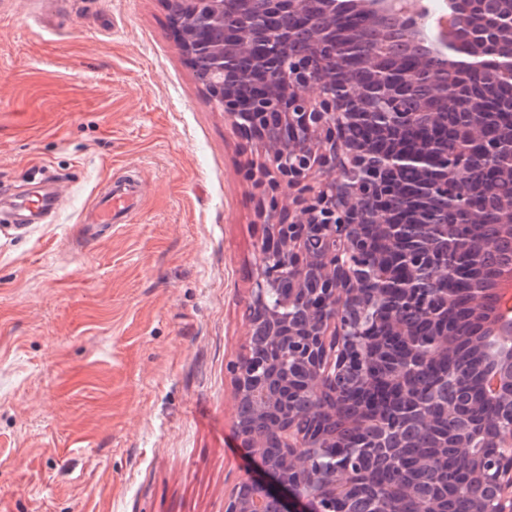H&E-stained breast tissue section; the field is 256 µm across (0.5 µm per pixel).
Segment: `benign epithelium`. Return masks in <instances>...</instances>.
Instances as JSON below:
<instances>
[{"label": "benign epithelium", "mask_w": 512, "mask_h": 512, "mask_svg": "<svg viewBox=\"0 0 512 512\" xmlns=\"http://www.w3.org/2000/svg\"><path fill=\"white\" fill-rule=\"evenodd\" d=\"M203 23H224V41L203 48L215 109L235 129L257 136L270 164L255 175L257 242L246 319L245 352L226 364L234 385L236 428L255 475L224 499V512H349L354 502L390 512L387 483L371 497L361 481L373 461L347 436L370 435L388 448L394 467L420 473L459 448V464L479 489L471 512H512V334L493 336L490 394L501 404L495 453L469 449L484 429L476 404L459 391L460 375H443L426 397L417 373L448 358L447 313L432 306L448 297V277L429 276L448 264V225L465 224L493 194L485 178L499 166L496 143L462 131L487 124L491 86L454 88L460 120H433L430 95L448 96L417 66L391 63L379 82L344 66L362 55L367 37H349L334 14L312 0H263L258 27L224 20V0H194ZM329 66L333 79L320 81ZM318 84L316 95L305 86ZM471 176L468 203L446 191L450 161ZM398 242V271L366 274L356 261L371 244ZM461 426L448 432V419ZM424 428L426 446L412 438ZM345 449L342 465L324 461Z\"/></svg>", "instance_id": "1"}]
</instances>
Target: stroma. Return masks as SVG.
<instances>
[{"mask_svg": "<svg viewBox=\"0 0 512 512\" xmlns=\"http://www.w3.org/2000/svg\"><path fill=\"white\" fill-rule=\"evenodd\" d=\"M263 147L209 103L164 0H0V512H224L253 474L225 370L248 334ZM139 207L96 235L95 194ZM58 198L59 195L57 193H35L22 199L16 204V207L27 213L38 214L37 217L39 219L43 213L56 207Z\"/></svg>", "mask_w": 512, "mask_h": 512, "instance_id": "1", "label": "stroma"}]
</instances>
